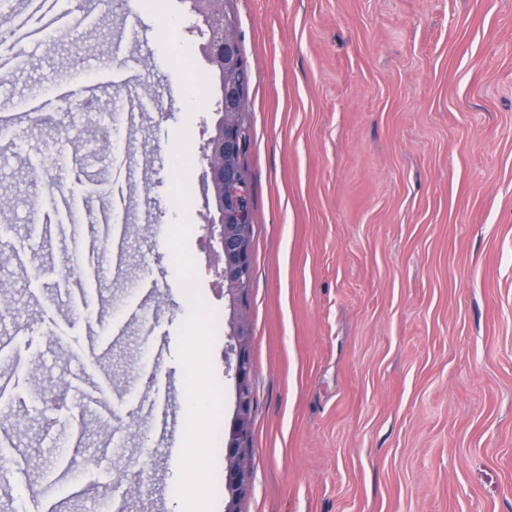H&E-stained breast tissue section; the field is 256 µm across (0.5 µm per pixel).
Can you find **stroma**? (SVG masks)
<instances>
[{
  "instance_id": "35a3bbf8",
  "label": "stroma",
  "mask_w": 512,
  "mask_h": 512,
  "mask_svg": "<svg viewBox=\"0 0 512 512\" xmlns=\"http://www.w3.org/2000/svg\"><path fill=\"white\" fill-rule=\"evenodd\" d=\"M84 18L55 46H26L0 70V113L29 108L72 56L112 110L102 71L123 67L127 41L153 88L182 96L138 100L131 152L100 157L72 114L52 126L10 124L0 143V281L16 312L0 341L22 364L8 418L21 423L0 449L16 488L0 512L30 496L62 498L49 482L59 450L75 443L91 466L85 491L61 512H172L178 468L137 404L159 359L182 374L179 329L189 304L166 242L187 217L188 249L208 308L211 346L234 410L224 363L228 309L205 218L202 147L218 119V72L201 51V18L167 0L174 36L161 39L145 0H82ZM247 68L240 163L252 193V283L242 308L251 330L255 398L250 484L239 512H512V0H226ZM193 143L186 175L196 204L171 197L178 138ZM139 170L122 215L141 226L126 261L100 254L111 325L98 362L60 361L55 340L86 346L100 303L71 310L65 290L83 276L58 235L42 236L60 195L94 191L89 176ZM150 320H125L143 286ZM65 375L69 408L46 410L35 379ZM119 379L108 406L87 379ZM111 430L124 455L101 445Z\"/></svg>"
}]
</instances>
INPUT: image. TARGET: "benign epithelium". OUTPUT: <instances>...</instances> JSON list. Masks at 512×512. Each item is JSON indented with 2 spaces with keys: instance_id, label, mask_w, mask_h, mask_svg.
I'll return each instance as SVG.
<instances>
[{
  "instance_id": "obj_1",
  "label": "benign epithelium",
  "mask_w": 512,
  "mask_h": 512,
  "mask_svg": "<svg viewBox=\"0 0 512 512\" xmlns=\"http://www.w3.org/2000/svg\"><path fill=\"white\" fill-rule=\"evenodd\" d=\"M216 0H190L191 12L203 17L208 28L202 51L219 72H224L233 52V40L224 30V21L211 22ZM220 113L213 134L206 140L203 158L207 163V186L217 217L209 220V238L217 242L215 257L221 264L218 271L222 292L229 309L228 340L225 350L227 370L235 380V409L224 431L225 449V512H237V503L248 486L249 472L238 464L242 446L251 436L254 397L251 389L250 329L240 303L247 294L250 248L247 244L250 215L245 206L246 193L240 182L236 156L242 139L234 122V113L225 111V102L217 103Z\"/></svg>"
}]
</instances>
